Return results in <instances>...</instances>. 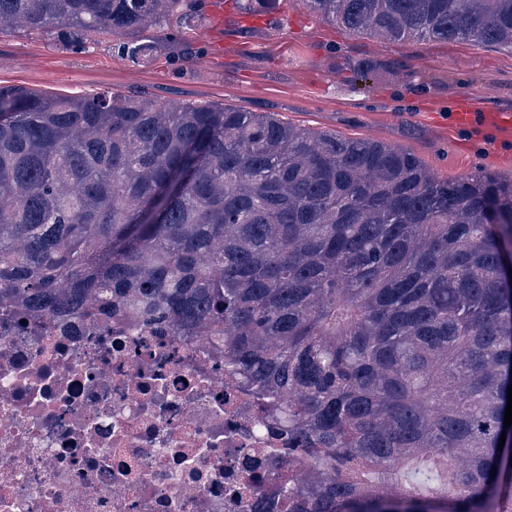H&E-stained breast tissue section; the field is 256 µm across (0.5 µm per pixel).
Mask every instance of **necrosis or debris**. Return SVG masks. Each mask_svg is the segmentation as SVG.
Here are the masks:
<instances>
[{
  "label": "necrosis or debris",
  "instance_id": "necrosis-or-debris-1",
  "mask_svg": "<svg viewBox=\"0 0 512 512\" xmlns=\"http://www.w3.org/2000/svg\"><path fill=\"white\" fill-rule=\"evenodd\" d=\"M300 456L220 339L0 309V512H288Z\"/></svg>",
  "mask_w": 512,
  "mask_h": 512
}]
</instances>
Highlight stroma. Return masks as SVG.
Segmentation results:
<instances>
[{
    "mask_svg": "<svg viewBox=\"0 0 512 512\" xmlns=\"http://www.w3.org/2000/svg\"><path fill=\"white\" fill-rule=\"evenodd\" d=\"M224 24L145 62L118 55L111 33L72 50L53 33L0 30V86L66 96L145 93L160 101L269 112L282 121L409 148L436 175H512V143L451 127L454 101L512 104V49L468 41L387 42L326 23L298 0L260 21L232 0Z\"/></svg>",
    "mask_w": 512,
    "mask_h": 512,
    "instance_id": "stroma-1",
    "label": "stroma"
}]
</instances>
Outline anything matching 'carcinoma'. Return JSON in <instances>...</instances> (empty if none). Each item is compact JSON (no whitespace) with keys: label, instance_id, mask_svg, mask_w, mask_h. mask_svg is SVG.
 <instances>
[{"label":"carcinoma","instance_id":"carcinoma-1","mask_svg":"<svg viewBox=\"0 0 512 512\" xmlns=\"http://www.w3.org/2000/svg\"><path fill=\"white\" fill-rule=\"evenodd\" d=\"M392 42L512 49V0H301ZM200 0H0V24L73 47ZM512 181H448L408 148L267 112L0 86V306L112 304L224 359L315 469L288 512H512ZM503 449H498L501 434ZM447 465L431 495L397 471Z\"/></svg>","mask_w":512,"mask_h":512}]
</instances>
